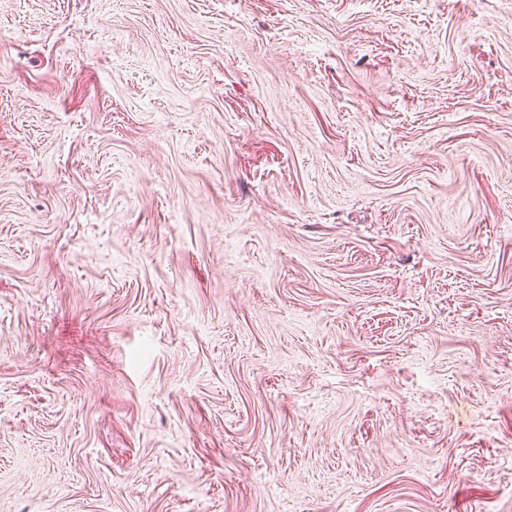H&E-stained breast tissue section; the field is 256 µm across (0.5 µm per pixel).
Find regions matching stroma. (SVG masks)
<instances>
[{
  "mask_svg": "<svg viewBox=\"0 0 512 512\" xmlns=\"http://www.w3.org/2000/svg\"><path fill=\"white\" fill-rule=\"evenodd\" d=\"M0 512H512V0H0Z\"/></svg>",
  "mask_w": 512,
  "mask_h": 512,
  "instance_id": "1",
  "label": "stroma"
}]
</instances>
